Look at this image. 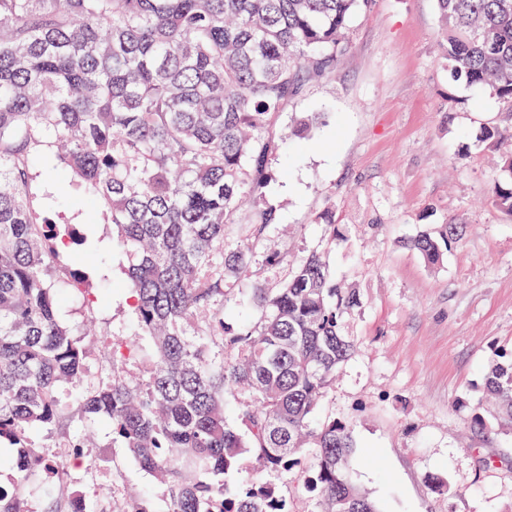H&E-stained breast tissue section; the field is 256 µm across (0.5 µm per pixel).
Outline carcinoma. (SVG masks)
<instances>
[{
	"mask_svg": "<svg viewBox=\"0 0 512 512\" xmlns=\"http://www.w3.org/2000/svg\"><path fill=\"white\" fill-rule=\"evenodd\" d=\"M453 78L512 106V0H436ZM369 0H0V446L15 449L0 512H27L33 478L63 468L31 437L72 448L57 395L79 393L85 422L112 435L164 488L167 512H289L266 478L315 465L307 488L326 512H378L347 479L349 425L316 424L320 399L354 350L341 315L353 289L331 283L311 255L281 288H251L252 323L225 313L276 212L263 202L278 112L325 76L345 50L352 14ZM512 128L485 127L497 144ZM64 165L101 200L128 258L133 310L153 355L142 378L114 374L84 386L85 338L56 316L61 246L86 242L30 205L35 162ZM492 199L512 214V155ZM327 246L342 242L332 212ZM455 224L409 247L438 264ZM112 365L131 350L108 344ZM248 393L234 427L226 397ZM484 391L512 429V357L493 364ZM74 488L47 512H90Z\"/></svg>",
	"mask_w": 512,
	"mask_h": 512,
	"instance_id": "cac0c4a2",
	"label": "carcinoma"
}]
</instances>
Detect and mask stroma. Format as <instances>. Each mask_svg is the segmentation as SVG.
<instances>
[{
	"label": "stroma",
	"instance_id": "stroma-1",
	"mask_svg": "<svg viewBox=\"0 0 512 512\" xmlns=\"http://www.w3.org/2000/svg\"><path fill=\"white\" fill-rule=\"evenodd\" d=\"M436 0H371L353 16L345 54L329 75L306 80L284 105L265 187L277 221L252 265L251 283L275 288L310 253H324L338 287L359 303L343 315L355 343L316 422L349 424L356 452L350 482L380 512H512V435L483 397L487 366L512 351V214L491 200L498 147L485 126L512 124V108L489 91L452 84L442 55ZM324 121L307 136L301 120ZM33 207L54 223L77 224L88 245L61 258L59 278L88 271L86 291L65 287L60 319L87 321L145 349L131 307L126 254L104 205L64 167L36 168ZM332 211L343 236L327 247L320 216ZM451 223L463 236L438 265L408 246L423 226ZM279 263L268 264V254ZM482 414L483 429L470 419ZM87 445L45 438L72 488L99 490L104 512L134 496L166 512L163 488L129 457L103 422L81 424ZM313 454L272 474L290 512H322L305 483ZM446 490H436V482Z\"/></svg>",
	"mask_w": 512,
	"mask_h": 512
}]
</instances>
